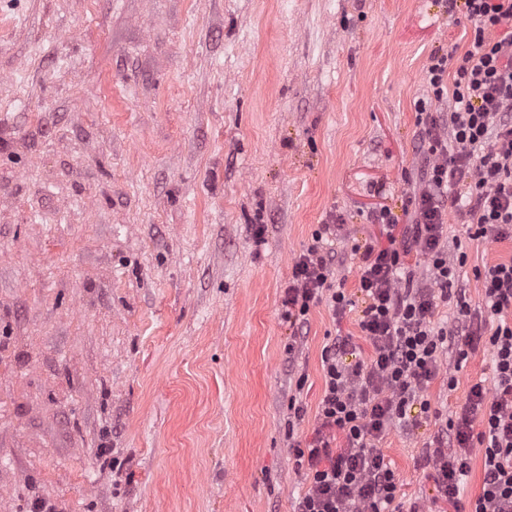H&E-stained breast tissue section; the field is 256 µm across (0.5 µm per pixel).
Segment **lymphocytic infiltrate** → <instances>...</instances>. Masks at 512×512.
<instances>
[{
    "mask_svg": "<svg viewBox=\"0 0 512 512\" xmlns=\"http://www.w3.org/2000/svg\"><path fill=\"white\" fill-rule=\"evenodd\" d=\"M448 8L473 22V36L461 58L436 54L427 67L432 97L416 105L422 163L408 225L381 208L371 220L402 227L401 236L384 247L351 246L363 305L358 327L372 354L357 359L348 334L322 350L315 437L293 448L307 481L294 512H401L399 478L379 443L391 428H414L428 418L427 388L443 356L463 363L482 345L492 378L470 386L464 410L431 440L427 459L438 492L452 503L474 454H481L483 479L472 512H512V260L477 272L482 304L474 308L457 286L467 260L462 242L443 240L453 211L471 239L512 241V0H448ZM441 101L447 110L438 109ZM343 224L335 216L320 225L293 262L282 299L293 328L304 326L314 304L327 302L339 321L357 303L336 284ZM414 251L427 261L425 274L406 261ZM451 297L453 315L438 323L439 303ZM340 436L344 445L333 448Z\"/></svg>",
    "mask_w": 512,
    "mask_h": 512,
    "instance_id": "obj_1",
    "label": "lymphocytic infiltrate"
}]
</instances>
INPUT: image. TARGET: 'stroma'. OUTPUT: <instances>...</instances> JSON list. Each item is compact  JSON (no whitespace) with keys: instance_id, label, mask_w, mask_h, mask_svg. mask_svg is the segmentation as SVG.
<instances>
[{"instance_id":"obj_1","label":"stroma","mask_w":512,"mask_h":512,"mask_svg":"<svg viewBox=\"0 0 512 512\" xmlns=\"http://www.w3.org/2000/svg\"><path fill=\"white\" fill-rule=\"evenodd\" d=\"M472 30L448 0H0V512H292L322 350L359 332L321 303L289 351L293 259L332 212L343 252L386 245L369 212L407 223L427 66ZM448 232L481 305L512 243ZM491 376L443 359L433 408ZM437 431L381 440L397 500L468 512L482 458L439 500Z\"/></svg>"}]
</instances>
